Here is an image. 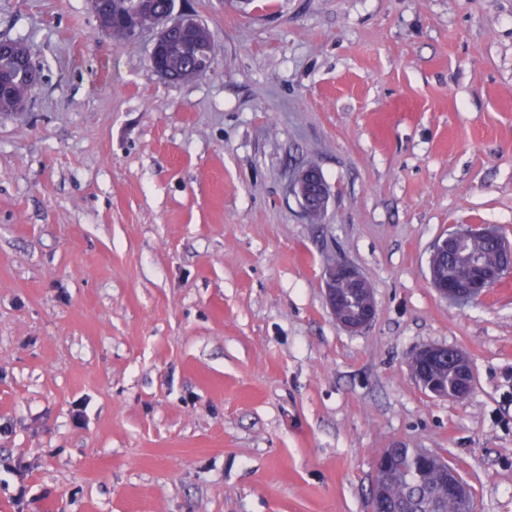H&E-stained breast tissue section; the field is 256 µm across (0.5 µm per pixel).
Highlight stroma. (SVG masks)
<instances>
[{
	"instance_id": "35a3bbf8",
	"label": "stroma",
	"mask_w": 512,
	"mask_h": 512,
	"mask_svg": "<svg viewBox=\"0 0 512 512\" xmlns=\"http://www.w3.org/2000/svg\"><path fill=\"white\" fill-rule=\"evenodd\" d=\"M209 69L89 0H0L39 81L0 117V512H370L377 455L445 457L512 512V274L466 307L432 242H512V0H175ZM312 163L320 223L286 187ZM368 281L350 333L321 271ZM468 357L428 395L409 358ZM171 13L172 12H166L162 14L154 23V25H160L161 27L149 56L151 67L161 76L167 79H172V77L159 66L158 60L161 58L171 35L179 30L186 29L189 26H197V28L191 30L190 35L195 44H199L201 47L208 50L205 60L200 62L197 61L196 58L189 59L183 56L179 50L175 48L163 61L165 69L171 71L175 75L176 79L189 80L196 78L203 73L201 69L202 66L206 64V61L209 65L210 60H212L214 56L215 46L211 39V35L206 27H198L201 23L193 16H184L179 19L172 20ZM322 278L326 303L336 323L350 333L366 330L374 321L377 308L372 289L361 272L347 261H337L323 267ZM343 282H350L354 288H359L362 294H358L352 288H339L344 308L348 313L356 314L362 307L364 298V311L356 316H349L342 308L338 287ZM415 363L411 366V375L413 379L432 397L462 400L468 397L472 390L474 377L468 357L462 351L448 347L429 345L420 348L414 354ZM429 364H441L447 362L456 369L457 373V391L463 394L455 393L456 376L448 368V364H443L435 369L434 375L439 376L444 381L448 380V388H444L437 378H428L420 374L418 371V362ZM449 396V397H448Z\"/></svg>"
}]
</instances>
